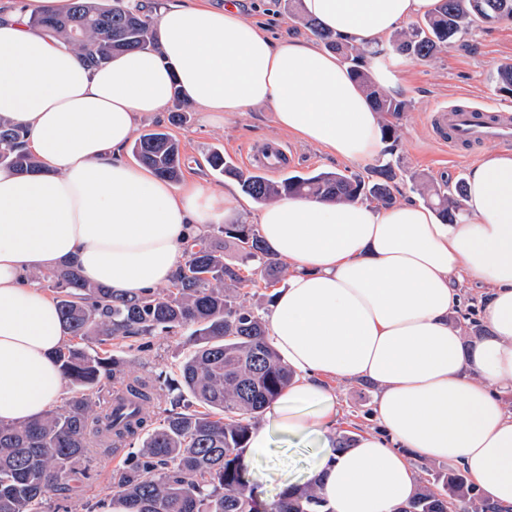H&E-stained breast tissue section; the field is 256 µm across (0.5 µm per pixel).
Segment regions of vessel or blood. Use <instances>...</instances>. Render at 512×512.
<instances>
[{"label":"vessel or blood","instance_id":"obj_1","mask_svg":"<svg viewBox=\"0 0 512 512\" xmlns=\"http://www.w3.org/2000/svg\"><path fill=\"white\" fill-rule=\"evenodd\" d=\"M430 127L438 143L454 150L488 141L512 143V114L505 111L443 107L431 115Z\"/></svg>","mask_w":512,"mask_h":512}]
</instances>
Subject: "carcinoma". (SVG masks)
<instances>
[{"mask_svg":"<svg viewBox=\"0 0 512 512\" xmlns=\"http://www.w3.org/2000/svg\"><path fill=\"white\" fill-rule=\"evenodd\" d=\"M512 15V0H439L422 24L391 37L392 49L413 60H430L450 48L476 21L494 23L497 13ZM316 37L339 53L382 119L383 139L396 141L404 99L380 87L363 69L364 49L341 42L312 19L302 18ZM33 24L76 50L91 67L134 50H159L154 23L124 0H71L64 13L37 17ZM499 92L512 96V64L498 70ZM132 154L171 182L181 176L179 142L162 130L141 134ZM212 171L235 179L259 205L291 197L352 201L367 197L381 206L395 202L394 165L386 162L365 181L341 171H320L271 180L244 171L218 150L207 156ZM0 167L20 173L37 168L26 147V132L0 118ZM420 195L448 224L458 218V198L448 184L417 185ZM234 241L241 263H250L267 282L279 281L283 266L252 224H226L215 238L202 237L187 251L171 284L163 291L116 293L86 282L69 263L36 275L55 293L69 343L57 354L73 389L66 404L40 419L0 424V512H43L48 493H64L69 482L88 474L76 464L93 448H137L112 475V491L127 512H253L243 453L252 420L288 386L292 374L268 339L266 322L246 304V279L240 267L224 259L223 238ZM183 333L192 350L177 366L176 377L133 373L131 361L112 351V341L138 336ZM107 382L125 385L100 405L88 392ZM188 392L197 408L175 406ZM172 408L150 427V409ZM267 512H332L319 488L284 492ZM397 512H512L484 499L465 471L455 468L423 481L418 495Z\"/></svg>","mask_w":512,"mask_h":512,"instance_id":"carcinoma-1","label":"carcinoma"}]
</instances>
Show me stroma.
Wrapping results in <instances>:
<instances>
[{"mask_svg": "<svg viewBox=\"0 0 512 512\" xmlns=\"http://www.w3.org/2000/svg\"><path fill=\"white\" fill-rule=\"evenodd\" d=\"M243 15L267 28L275 38H302L309 31L288 9L287 0H237ZM512 63V22L479 23L472 26L454 47L427 62L404 60L396 70L398 95L408 103L399 122V138L391 153H379L377 160L364 163L344 161L330 156L324 149L299 141L277 128L270 109H249L228 118L224 125H202L196 110H189L182 126H168L169 113L178 111L177 102H170L166 111L146 116L138 131L168 126L179 142L182 156V180H199L210 191H222L227 178L217 176L206 158L210 151L221 150L236 166H243L244 153L265 143H277L291 160L281 170V177L307 174L320 170H341L348 174L370 176L378 161L396 162L394 194L397 200L420 202L415 189L419 178L437 183L455 184L467 178L471 164L484 152L475 147L455 155L431 140L428 115L441 107L453 105L485 106L512 111V97L501 95L496 87L500 65ZM116 351L130 359L136 372L155 374L174 370L189 354L187 337L181 335L132 337L118 342ZM339 414L337 431H375L379 425L374 417L377 390L363 380L334 385ZM313 440L299 441L273 433L269 451L249 467L247 476L258 503L269 504L277 499L281 485L288 480L303 479L316 457ZM122 457L97 450L83 461V469L92 478L78 484L72 499L62 500L48 494L44 512H107L112 506V473L122 464Z\"/></svg>", "mask_w": 512, "mask_h": 512, "instance_id": "obj_1", "label": "stroma"}]
</instances>
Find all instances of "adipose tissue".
I'll list each match as a JSON object with an SVG mask.
<instances>
[{"mask_svg":"<svg viewBox=\"0 0 512 512\" xmlns=\"http://www.w3.org/2000/svg\"><path fill=\"white\" fill-rule=\"evenodd\" d=\"M437 0H302V9L368 51L376 81L396 89L387 39ZM69 0H23L0 19V117L27 133L37 170L0 168V423L22 424L61 402L54 354L67 337L35 273L75 262L89 283L138 294L170 282L192 237L240 221L232 190L173 185L120 153L145 114L174 88L220 125L255 106L279 128L339 159L382 147L380 117L346 64L313 39H273L234 0H163L158 51L96 69L32 27ZM288 267L268 317L269 341L293 378L271 425L251 430L247 458L270 431L314 438L316 474L333 512H395L419 490L415 461L465 469L485 497L512 506V149L471 168L457 221L422 205L293 198L255 219ZM485 288L487 336L463 345L449 317L458 286ZM378 388L380 432L337 451L331 381Z\"/></svg>","mask_w":512,"mask_h":512,"instance_id":"1","label":"adipose tissue"}]
</instances>
